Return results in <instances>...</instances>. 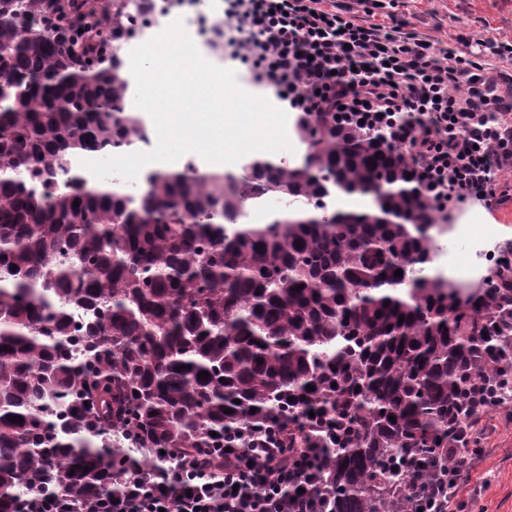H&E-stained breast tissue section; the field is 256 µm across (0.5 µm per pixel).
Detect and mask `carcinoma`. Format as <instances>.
<instances>
[{"label":"carcinoma","instance_id":"cac0c4a2","mask_svg":"<svg viewBox=\"0 0 512 512\" xmlns=\"http://www.w3.org/2000/svg\"><path fill=\"white\" fill-rule=\"evenodd\" d=\"M49 15L47 0H0V512L157 463L118 460L114 428L174 456L311 411L336 419L338 440L316 438L329 509L409 512L406 486L448 469V424H478L512 390V261L476 287L428 273L431 230L451 218L423 202L400 148L329 112L295 122L299 163L148 172L138 193L90 184L80 160L148 132L123 111L122 60L96 57L102 31L75 42L33 25ZM352 194L373 206L336 207ZM271 197L288 211L244 221ZM74 307L92 314L79 331Z\"/></svg>","mask_w":512,"mask_h":512}]
</instances>
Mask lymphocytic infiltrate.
Returning <instances> with one entry per match:
<instances>
[{
    "mask_svg": "<svg viewBox=\"0 0 512 512\" xmlns=\"http://www.w3.org/2000/svg\"><path fill=\"white\" fill-rule=\"evenodd\" d=\"M223 29L207 44L241 59L248 78L289 109L335 112L384 132L410 181L438 213L471 203L491 210L512 197V41L479 52L369 18L366 0H221ZM322 451L289 448L261 423L225 434L204 452L119 475L116 488L77 495L27 493L13 512H328L318 482ZM471 456L448 450V473L414 489L413 512H461Z\"/></svg>",
    "mask_w": 512,
    "mask_h": 512,
    "instance_id": "obj_1",
    "label": "lymphocytic infiltrate"
}]
</instances>
